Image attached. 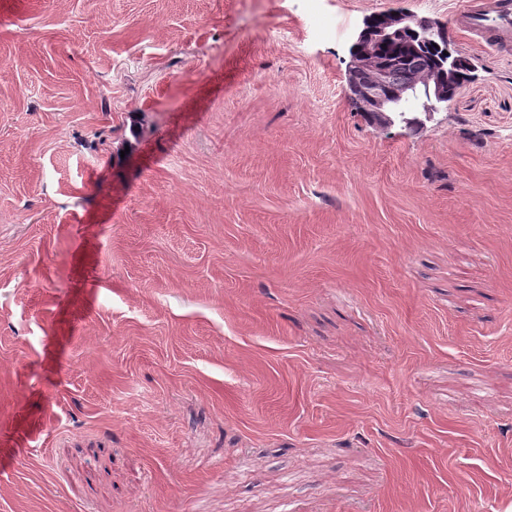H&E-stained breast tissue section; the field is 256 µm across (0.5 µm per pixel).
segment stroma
<instances>
[{
	"label": "stroma",
	"instance_id": "1",
	"mask_svg": "<svg viewBox=\"0 0 512 512\" xmlns=\"http://www.w3.org/2000/svg\"><path fill=\"white\" fill-rule=\"evenodd\" d=\"M470 2L0 0V512H512V43ZM381 12L476 67L417 129L350 96ZM458 25L478 38L491 36L497 43L512 41V9L486 10L481 4L459 15Z\"/></svg>",
	"mask_w": 512,
	"mask_h": 512
}]
</instances>
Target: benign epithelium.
Listing matches in <instances>:
<instances>
[{
	"instance_id": "1",
	"label": "benign epithelium",
	"mask_w": 512,
	"mask_h": 512,
	"mask_svg": "<svg viewBox=\"0 0 512 512\" xmlns=\"http://www.w3.org/2000/svg\"><path fill=\"white\" fill-rule=\"evenodd\" d=\"M443 34L444 29L437 24L402 12H384L366 21L352 51L349 86L355 105L359 111L370 113L373 124L382 128L392 125V113L404 111L406 102L419 98L424 99L423 111L437 110L438 105L449 101L454 95L449 78L457 70L466 69L473 79L475 67L468 60L450 52L442 56L440 61V67L448 72V78L433 81L418 72L407 83L397 86L391 82L390 67L378 63L365 50L366 41L389 44L407 36L418 46L432 42Z\"/></svg>"
}]
</instances>
